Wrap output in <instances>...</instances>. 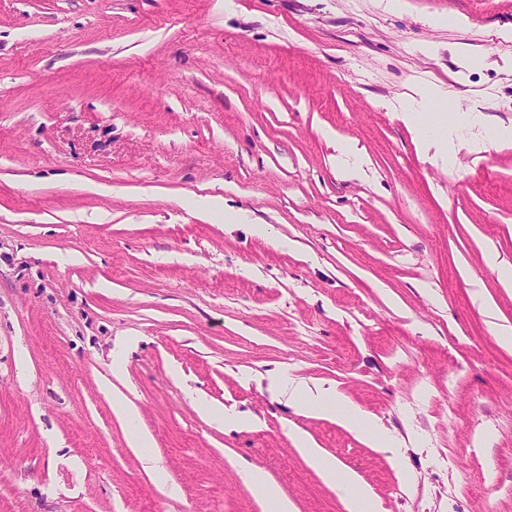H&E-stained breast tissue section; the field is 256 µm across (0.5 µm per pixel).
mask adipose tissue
<instances>
[{"mask_svg":"<svg viewBox=\"0 0 512 512\" xmlns=\"http://www.w3.org/2000/svg\"><path fill=\"white\" fill-rule=\"evenodd\" d=\"M421 97L419 107L408 110L410 122L427 133L439 134L446 131L451 125H448L447 115L442 109L444 95L426 89L422 91ZM270 389L276 395L287 397L289 404L298 413L307 415L319 412L336 419L379 451L387 452L394 446L392 437L375 417L345 400L337 390L283 380L271 382ZM293 441L323 479L343 493L348 512H380L376 495L369 488L360 485L355 476L344 473L337 466L335 459L324 455L316 448L306 433L294 431Z\"/></svg>","mask_w":512,"mask_h":512,"instance_id":"ef3b65f1","label":"adipose tissue"}]
</instances>
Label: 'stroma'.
Listing matches in <instances>:
<instances>
[{
    "instance_id": "1",
    "label": "stroma",
    "mask_w": 512,
    "mask_h": 512,
    "mask_svg": "<svg viewBox=\"0 0 512 512\" xmlns=\"http://www.w3.org/2000/svg\"><path fill=\"white\" fill-rule=\"evenodd\" d=\"M507 58L512 0H0V512H262L248 468L347 512L292 425L384 512H512ZM421 86L475 111L449 143ZM422 102L419 107L407 106L403 112H408V119L413 125L425 133L441 134L447 129V113L439 106L445 102L441 92L424 88L421 90ZM269 389L277 396L288 395V404L299 414L319 412L340 421L372 448L387 452L395 448L392 437L380 422L345 400L336 389H324L293 381L277 380Z\"/></svg>"
}]
</instances>
